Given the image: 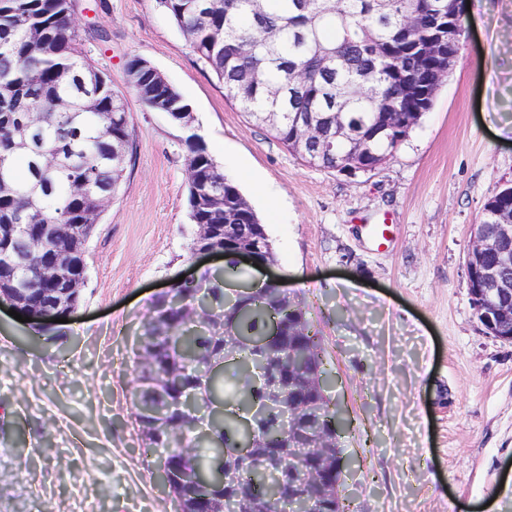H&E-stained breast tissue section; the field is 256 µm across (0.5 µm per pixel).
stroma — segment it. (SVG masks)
I'll return each mask as SVG.
<instances>
[{
    "instance_id": "1",
    "label": "stroma",
    "mask_w": 512,
    "mask_h": 512,
    "mask_svg": "<svg viewBox=\"0 0 512 512\" xmlns=\"http://www.w3.org/2000/svg\"><path fill=\"white\" fill-rule=\"evenodd\" d=\"M478 3L429 112L387 164L347 177L250 122L157 0H81L82 48L126 93L136 148L89 242L80 308L38 344L0 311V512L174 507L141 451L133 344L155 296L206 265L192 254L186 132L130 94L133 56L190 104L267 228L274 274L322 330L330 393L352 421L351 512H481L491 498L512 512V343L479 323L466 273L485 202L512 186V137L493 131L512 120V0Z\"/></svg>"
}]
</instances>
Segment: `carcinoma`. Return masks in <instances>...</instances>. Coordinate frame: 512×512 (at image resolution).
<instances>
[{
    "label": "carcinoma",
    "instance_id": "obj_1",
    "mask_svg": "<svg viewBox=\"0 0 512 512\" xmlns=\"http://www.w3.org/2000/svg\"><path fill=\"white\" fill-rule=\"evenodd\" d=\"M407 0H159L169 20L185 36L197 60L224 87L226 99L255 123L266 127L288 151L310 167L336 170L345 156L362 165L395 150L400 133L382 141L366 135L382 105L398 107L405 118L431 107L429 96L401 85L431 90L440 65L420 57L418 44L428 36L430 18H422L410 39L398 44ZM133 92L150 110L163 99L172 103L168 87L146 74ZM174 104V103H172ZM186 102L176 103L179 108ZM42 116L46 146L62 164L42 178L46 184L45 218L50 224H75L81 204L70 193L72 182L86 179L95 190L116 193L125 165L110 162L112 146L127 155L135 145L126 96L112 88L107 76L84 54L72 17L71 0H0V164L9 169L13 190L0 193V224L25 204L27 187L38 178L31 155L15 148L16 128L28 113ZM291 112H310L323 119L337 112L350 143L331 151L315 141L297 150ZM188 158L201 177L224 186L223 201L190 208V219L203 224H233L239 237L258 234L269 239L265 225L246 205L235 182L224 175L196 133L185 138ZM245 271L230 261L211 276L210 304L224 308L240 336L264 338L272 326L297 331L308 355L300 360L287 349L258 352L221 341L214 327L194 313L197 288L181 284L172 297L162 294L149 310L140 360L136 420L145 456L164 457L168 492L176 512H232L233 503L248 496L258 512H301L288 482L278 481L300 462L281 451L282 409L270 401L256 380L261 360L296 373L298 386L317 375L329 377L321 330L308 317L304 302L261 288L234 307L219 285L243 279ZM230 357L232 376L206 370L203 360ZM194 393L222 412L208 414L181 403ZM323 419L336 420V405L326 386L315 396ZM204 426L211 435L198 438ZM251 440L257 447L244 454ZM232 467L236 485L210 488L191 480L213 469Z\"/></svg>",
    "mask_w": 512,
    "mask_h": 512
}]
</instances>
